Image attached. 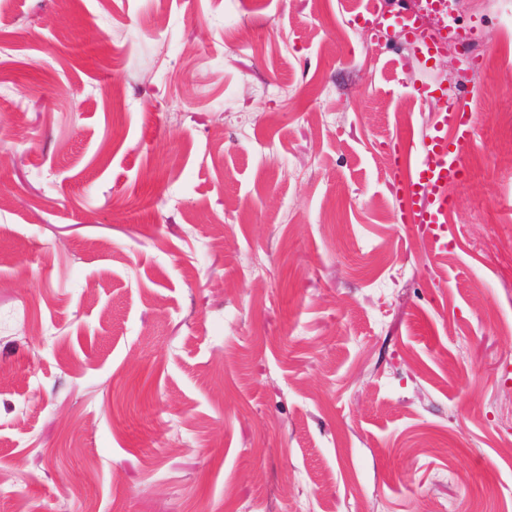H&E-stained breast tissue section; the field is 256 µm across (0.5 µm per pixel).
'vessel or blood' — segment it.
I'll return each instance as SVG.
<instances>
[{"mask_svg":"<svg viewBox=\"0 0 512 512\" xmlns=\"http://www.w3.org/2000/svg\"><path fill=\"white\" fill-rule=\"evenodd\" d=\"M437 93L443 99L440 120L423 142L424 159L398 200L397 217L404 224H445L452 205L448 187L465 174L463 151L473 140L476 117L459 93L444 87Z\"/></svg>","mask_w":512,"mask_h":512,"instance_id":"vessel-or-blood-1","label":"vessel or blood"}]
</instances>
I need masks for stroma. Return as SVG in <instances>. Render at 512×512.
<instances>
[{"label":"stroma","mask_w":512,"mask_h":512,"mask_svg":"<svg viewBox=\"0 0 512 512\" xmlns=\"http://www.w3.org/2000/svg\"><path fill=\"white\" fill-rule=\"evenodd\" d=\"M359 0H0V512H512V0L457 82ZM425 88L430 95L443 99L440 120L422 144L424 160L410 176L407 192L398 200L397 217L401 223L447 224L452 200L448 186L461 181L465 174L463 150L471 144L476 117L467 108L459 93L453 91L448 98L447 87L434 90ZM448 127L453 136L448 139Z\"/></svg>","instance_id":"1"}]
</instances>
